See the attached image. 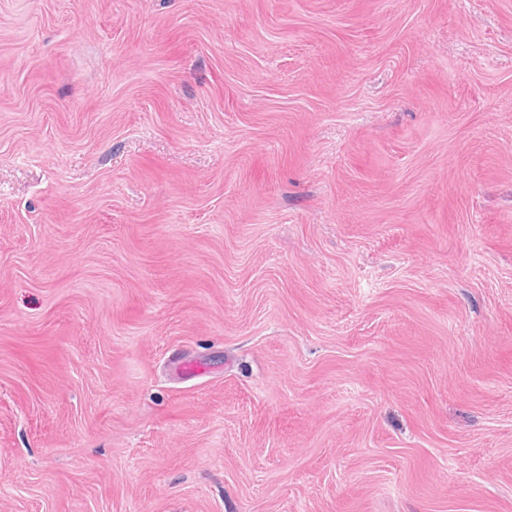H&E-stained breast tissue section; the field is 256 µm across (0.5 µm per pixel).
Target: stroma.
<instances>
[{
  "instance_id": "35a3bbf8",
  "label": "stroma",
  "mask_w": 512,
  "mask_h": 512,
  "mask_svg": "<svg viewBox=\"0 0 512 512\" xmlns=\"http://www.w3.org/2000/svg\"><path fill=\"white\" fill-rule=\"evenodd\" d=\"M0 512H512V0H0Z\"/></svg>"
}]
</instances>
